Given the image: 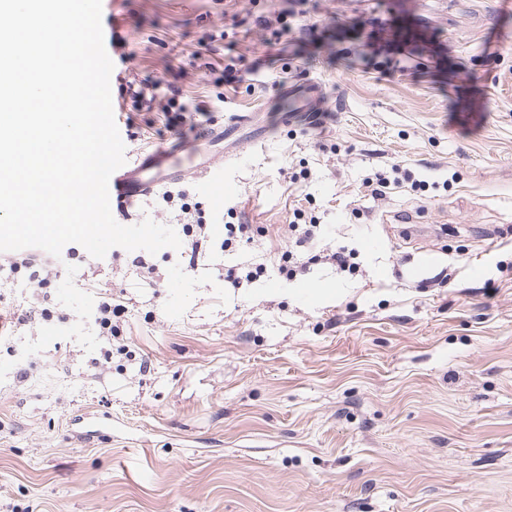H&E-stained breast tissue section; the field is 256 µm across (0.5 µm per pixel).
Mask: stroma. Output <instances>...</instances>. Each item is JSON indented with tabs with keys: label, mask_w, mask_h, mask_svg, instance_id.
<instances>
[{
	"label": "stroma",
	"mask_w": 512,
	"mask_h": 512,
	"mask_svg": "<svg viewBox=\"0 0 512 512\" xmlns=\"http://www.w3.org/2000/svg\"><path fill=\"white\" fill-rule=\"evenodd\" d=\"M204 38L262 82L200 68ZM147 79L257 113L224 211L183 184L215 238L238 214L254 242L146 255L154 286L120 247L62 260L53 320L0 344V512H512V0H133L111 92ZM305 83L325 112L283 125ZM115 121L129 152L173 134L157 108ZM298 209L353 271L278 273ZM244 261L266 272L232 285ZM123 313L124 309L122 308V305H113L112 307L111 292L103 293L100 297L95 315V326L98 336H102L108 341L112 340V316L118 318Z\"/></svg>",
	"instance_id": "1"
}]
</instances>
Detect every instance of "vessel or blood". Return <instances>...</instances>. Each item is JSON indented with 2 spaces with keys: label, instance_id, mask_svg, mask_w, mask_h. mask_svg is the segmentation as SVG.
<instances>
[{
  "label": "vessel or blood",
  "instance_id": "1",
  "mask_svg": "<svg viewBox=\"0 0 512 512\" xmlns=\"http://www.w3.org/2000/svg\"><path fill=\"white\" fill-rule=\"evenodd\" d=\"M282 95L298 102L300 111L313 113L319 109V95L313 86H291L283 89ZM250 121V116L239 112L217 113L205 124L181 132L151 150L137 151L135 158L125 162L110 178L113 216L127 214L136 203L154 195L160 186L182 184L189 170L203 185L209 202L222 207L229 184L210 151L234 139L237 131Z\"/></svg>",
  "mask_w": 512,
  "mask_h": 512
}]
</instances>
